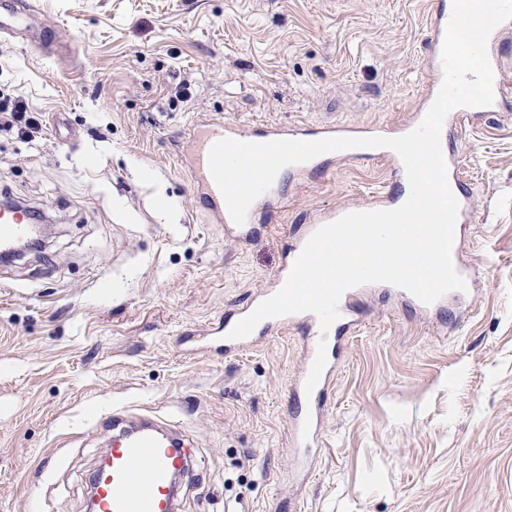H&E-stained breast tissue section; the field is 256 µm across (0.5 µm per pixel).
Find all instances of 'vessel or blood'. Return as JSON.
I'll return each mask as SVG.
<instances>
[{
  "label": "vessel or blood",
  "instance_id": "obj_1",
  "mask_svg": "<svg viewBox=\"0 0 512 512\" xmlns=\"http://www.w3.org/2000/svg\"><path fill=\"white\" fill-rule=\"evenodd\" d=\"M28 17L29 6L24 0H0V34L9 35L21 30ZM449 19L448 7L441 2L436 4L429 14L426 51L421 61V67L426 73V84L421 100L409 120L399 127L385 129V136H401L417 127L437 95L443 81L441 46ZM510 38L512 20L498 25L488 38L487 52L495 74L493 104L486 107H462L452 111L446 118L441 143L446 147L444 157L448 166L450 185H457L460 180L459 156L450 151V143L458 138L464 123H476L479 119L502 109L506 88L505 72L508 65L501 57L498 46ZM362 134V128L342 122H329L313 129L302 125H269L257 130L205 118L186 130V149L181 156V163L189 176L195 197L205 203L215 223L223 225L225 236L248 244L254 240L251 220L255 218L259 208L283 203L284 198L278 186H271L249 208L247 223L236 225L208 169V153L215 141L223 137L256 143L276 139L314 141L332 137H359ZM376 157L385 165L392 183L390 189L370 195L359 202L342 203L335 209L317 212L311 223L298 233L288 254V264L274 273L268 282L252 295L247 304L226 314L217 323L186 331L182 339L187 353L197 355L217 351L232 356L257 346L264 339L280 336L288 329H305V347L301 364L288 389L289 397L294 404L288 430V466L290 473L295 477L311 473L323 447L322 397L336 376L346 334L355 330L362 322L361 299L380 293L412 306L424 318L430 319L441 313L467 311L479 293L475 286L476 278L463 256V244L458 241L453 246L452 258L457 272L466 281V290L449 292L427 305L407 291L386 283L363 285L349 289L343 294L339 302L340 316L329 329L321 328L315 314L302 312L264 319L250 336L242 339L230 338L229 333L239 320L283 287L291 270V261L296 260L316 229L350 212L391 209L402 205L408 199L410 187L398 155L394 151L383 150L377 152ZM360 158V153L351 149L336 151L320 155L314 161L289 165L288 170L300 179L313 170L316 164L342 166ZM31 222V212L25 206L1 205L0 248L11 249L24 242L29 234ZM320 349L326 354L327 365L317 385L309 392L305 389V382L316 352ZM186 464L187 450L177 431L149 416L127 427L124 426L120 413H113L109 462L97 480L96 512H173L176 493L171 489L170 478L175 470L185 468Z\"/></svg>",
  "mask_w": 512,
  "mask_h": 512
}]
</instances>
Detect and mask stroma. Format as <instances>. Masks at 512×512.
Wrapping results in <instances>:
<instances>
[{
	"mask_svg": "<svg viewBox=\"0 0 512 512\" xmlns=\"http://www.w3.org/2000/svg\"><path fill=\"white\" fill-rule=\"evenodd\" d=\"M29 2L67 48L0 38V94L42 119L31 143L0 132V189L53 226L48 260L0 264V512H86L116 408L193 434L178 512H512V107L459 143L479 296L429 323L366 300L305 483L284 452L304 329L231 357L181 343L249 300L309 211L385 175L361 160L285 181L244 246L192 194L186 128L399 126L429 0Z\"/></svg>",
	"mask_w": 512,
	"mask_h": 512,
	"instance_id": "stroma-1",
	"label": "stroma"
}]
</instances>
